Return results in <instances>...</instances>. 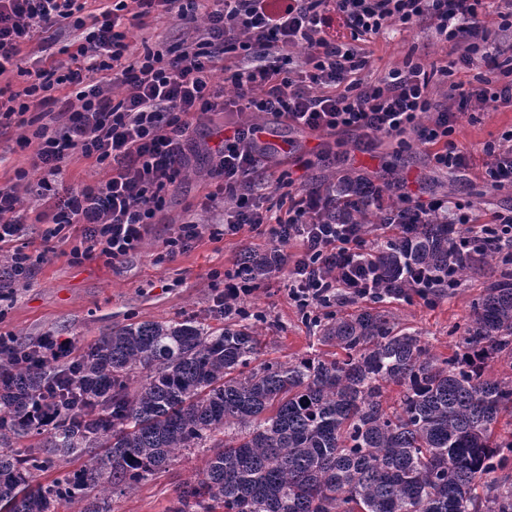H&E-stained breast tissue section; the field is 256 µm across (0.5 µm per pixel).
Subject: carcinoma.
<instances>
[{"instance_id":"cac0c4a2","label":"carcinoma","mask_w":512,"mask_h":512,"mask_svg":"<svg viewBox=\"0 0 512 512\" xmlns=\"http://www.w3.org/2000/svg\"><path fill=\"white\" fill-rule=\"evenodd\" d=\"M370 182L348 173L328 213L396 224L365 263L383 297L406 289L401 268L461 279L494 259L452 354L385 311L315 309L303 323L335 348L286 362L260 359L246 307L215 327L195 318L132 322L35 361L39 341L0 354V512H111L113 493L205 453L168 512H512V264L492 247L475 256L450 224L414 222L391 203L375 211ZM258 285L275 267L244 252ZM492 363L506 367L496 378ZM399 388L390 404L385 394ZM57 473L50 481L42 477Z\"/></svg>"}]
</instances>
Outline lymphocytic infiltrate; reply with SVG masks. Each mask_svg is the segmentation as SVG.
Returning a JSON list of instances; mask_svg holds the SVG:
<instances>
[{
  "instance_id": "f902f5d3",
  "label": "lymphocytic infiltrate",
  "mask_w": 512,
  "mask_h": 512,
  "mask_svg": "<svg viewBox=\"0 0 512 512\" xmlns=\"http://www.w3.org/2000/svg\"><path fill=\"white\" fill-rule=\"evenodd\" d=\"M84 8L83 0H0V75L34 35L64 26L81 33L76 48H63L62 58L30 71L22 92L0 89V119H8L44 107L56 89L77 88L35 130L39 145L32 168L42 174L38 194L52 223L84 227L69 251L75 264L95 256L119 261L141 249L196 146V113L232 107L313 132L355 131L397 140L407 149L428 144L434 163L455 176L470 168L469 155L454 140L461 120L512 104V80L496 75V53L479 22L484 0H101L96 13L85 14ZM124 13L136 21L157 14L194 23L198 35L176 53L147 48L133 56L117 29ZM336 14L349 29L347 40L327 35ZM419 23L429 24L444 42L462 44L456 67L482 71L477 84L451 85L443 104L432 98L424 64L390 69L374 83L360 76L367 65L365 44L390 28ZM299 46L307 52L298 60L293 51ZM116 71L123 86L117 99L111 95ZM228 84L235 90L230 99L224 96ZM263 131L254 123L237 125L212 150L214 170L224 182L204 198L209 204L224 199L222 219L206 228L191 219L179 224L166 242L167 257L188 251L206 232L218 237L264 226L273 242L270 256L276 268L287 269L288 296L299 309L338 296H373L378 284L357 272L369 233L365 225L327 219V192L288 193L282 216L257 204L254 174L261 157L255 145ZM483 151L487 179L512 186V130ZM76 154L108 166L110 177L59 196L55 184ZM19 203L14 187H0V251L7 255V276L18 282L39 262L13 247L24 229ZM408 208L422 221L463 225L461 242L472 252L494 242L512 249V210L475 224L461 204L443 198ZM294 242L298 251L288 252Z\"/></svg>"
}]
</instances>
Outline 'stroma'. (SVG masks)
<instances>
[{
	"label": "stroma",
	"mask_w": 512,
	"mask_h": 512,
	"mask_svg": "<svg viewBox=\"0 0 512 512\" xmlns=\"http://www.w3.org/2000/svg\"><path fill=\"white\" fill-rule=\"evenodd\" d=\"M132 51L143 45L164 44L170 48L189 44L195 31L176 19H149L145 26L128 20L123 24ZM69 28L59 29L55 39H34L23 46L16 71L0 75V87L13 92L26 85L24 70L35 62L57 57L60 48L73 42ZM369 64L363 75L380 78L387 70L402 66L406 59L424 64L448 65L459 51L438 40L427 25L411 29H389L370 46ZM240 122L265 127V143L289 141L294 158L284 165L265 163L266 180H275L281 172H290L296 185L306 189L349 171L370 178L377 186H391L392 197L411 192L422 202L445 197L465 205L470 214L489 220L491 214L512 208V187H492L478 176L484 158L483 143L512 129V108L501 107L477 113L475 121L463 122L457 135L460 146L471 149L473 169L466 176L451 177L438 170L428 157L429 149L419 146L403 150L387 139L369 144L358 133L340 131L324 137L317 146L305 143V133L274 123L271 116L254 112H209L196 115L194 125L199 144L185 164L178 187L167 196L163 210L150 225L141 250L116 262L90 258L73 264L64 245L47 239L49 226L42 218L43 205L37 195L39 173L30 171L33 148H21V137L32 129L18 123L0 126V186H16L25 221V234L19 240L27 251H48L47 262L38 265L26 282L16 287L13 301H0V333L25 340L42 336H60L78 345H86L111 332L113 327L136 321H165L184 317L207 319L223 325L224 319L212 310L217 280L213 272H231L243 251H264L270 243L266 232L246 230L235 237H203L195 248L160 263L156 257L165 249L166 240L186 217L199 223H211L214 208L201 205L206 183L211 180L213 162L210 148L221 144L225 126ZM25 168L29 176L17 181L15 172ZM485 274L466 278L454 295L435 304L419 297L391 303L396 317L419 329L434 344L437 352L449 353L448 330L462 322L470 306L483 292ZM288 278L279 273L260 284L246 299L253 310L274 321V328H263V359L285 361L310 352V341L298 309L288 299ZM204 455L196 450L183 451L178 463L169 470L149 477L135 490L113 496L112 512H167L176 482L192 477L201 467Z\"/></svg>",
	"instance_id": "35a3bbf8"
}]
</instances>
